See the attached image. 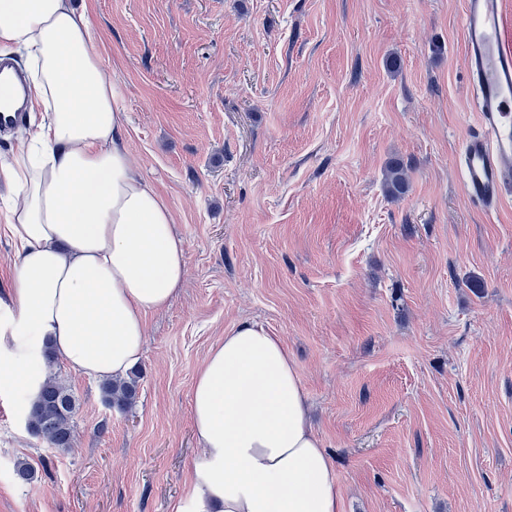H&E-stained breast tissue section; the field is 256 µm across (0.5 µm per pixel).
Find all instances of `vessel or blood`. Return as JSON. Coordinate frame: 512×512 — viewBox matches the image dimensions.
Listing matches in <instances>:
<instances>
[{
  "instance_id": "obj_1",
  "label": "vessel or blood",
  "mask_w": 512,
  "mask_h": 512,
  "mask_svg": "<svg viewBox=\"0 0 512 512\" xmlns=\"http://www.w3.org/2000/svg\"><path fill=\"white\" fill-rule=\"evenodd\" d=\"M462 29L477 119L458 162L468 198L494 212L512 195V5L465 0Z\"/></svg>"
}]
</instances>
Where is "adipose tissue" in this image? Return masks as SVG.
Here are the masks:
<instances>
[{
    "instance_id": "1",
    "label": "adipose tissue",
    "mask_w": 512,
    "mask_h": 512,
    "mask_svg": "<svg viewBox=\"0 0 512 512\" xmlns=\"http://www.w3.org/2000/svg\"><path fill=\"white\" fill-rule=\"evenodd\" d=\"M0 52L24 57L29 108L44 113L0 157L16 194L0 223L17 253L0 385L36 395L46 342L75 372L125 376L143 355L146 317L181 289L184 242L133 164L125 115L73 0H0ZM191 407L202 456L179 512H342L296 365L264 325L241 322L214 344Z\"/></svg>"
}]
</instances>
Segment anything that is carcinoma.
Returning a JSON list of instances; mask_svg holds the SVG:
<instances>
[{
    "label": "carcinoma",
    "mask_w": 512,
    "mask_h": 512,
    "mask_svg": "<svg viewBox=\"0 0 512 512\" xmlns=\"http://www.w3.org/2000/svg\"><path fill=\"white\" fill-rule=\"evenodd\" d=\"M385 189L392 197H401L408 192L409 184L402 162L394 161L388 166ZM139 379V371L134 370L122 379L103 383L102 400L107 408L124 411L131 407L137 397ZM77 409L73 390L56 378L47 377L30 404L26 417L27 428L52 448H69L73 440Z\"/></svg>",
    "instance_id": "carcinoma-1"
}]
</instances>
